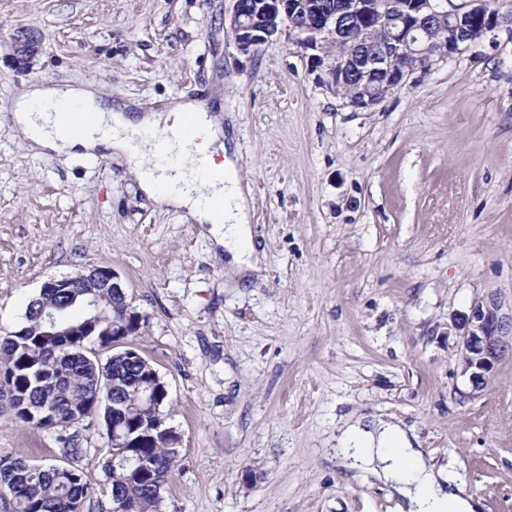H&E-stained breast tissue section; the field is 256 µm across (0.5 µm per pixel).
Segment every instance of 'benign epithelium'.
I'll return each mask as SVG.
<instances>
[{
    "label": "benign epithelium",
    "mask_w": 512,
    "mask_h": 512,
    "mask_svg": "<svg viewBox=\"0 0 512 512\" xmlns=\"http://www.w3.org/2000/svg\"><path fill=\"white\" fill-rule=\"evenodd\" d=\"M492 0H235L231 19L235 43L255 53L287 23H299L297 46L310 58L320 83L343 105L371 110L386 92L404 88L418 71L453 59L500 28ZM448 36L445 52L436 42ZM18 61L27 64L38 51L30 30L14 34ZM45 288H83L88 305L99 309L112 296L126 297L124 285L110 268L84 267ZM458 367L472 389L492 378L501 362L512 358V306L494 294L472 301L454 320Z\"/></svg>",
    "instance_id": "obj_1"
}]
</instances>
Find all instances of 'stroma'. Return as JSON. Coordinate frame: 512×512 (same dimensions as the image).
<instances>
[{"label": "stroma", "instance_id": "obj_1", "mask_svg": "<svg viewBox=\"0 0 512 512\" xmlns=\"http://www.w3.org/2000/svg\"><path fill=\"white\" fill-rule=\"evenodd\" d=\"M233 6L0 0V336L49 279L120 276L179 437L162 512H398L341 464L353 413L394 417L482 512H512V360L473 390L448 331L476 298L512 301V34L355 111L288 34L241 53ZM20 28L41 37L26 69ZM32 84L146 110L211 100L250 188L257 271L227 277L207 225L146 197L125 159L30 150L11 109ZM70 431L97 490L82 512H111L102 412ZM60 448L0 409V455L55 463Z\"/></svg>", "mask_w": 512, "mask_h": 512}]
</instances>
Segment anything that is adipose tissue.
<instances>
[{"mask_svg":"<svg viewBox=\"0 0 512 512\" xmlns=\"http://www.w3.org/2000/svg\"><path fill=\"white\" fill-rule=\"evenodd\" d=\"M64 95L80 100L87 111L98 113L106 134L97 136L83 131L62 136L51 109ZM187 112L194 113L199 132L192 140L176 142L175 147L185 159L208 162L214 179L197 181L192 169L185 165L161 168L154 153L142 151L136 143L142 129L178 126ZM14 120L24 130L30 149L40 154L80 150L128 157L148 198H163L167 205L186 210L199 223L209 225L215 245L228 255L227 273L243 276L255 270L256 248L249 227L250 191L237 177L228 146L218 142V127L207 101L171 102L162 109L136 116L129 113L127 106H109L91 89L31 85L24 87L17 98ZM165 183L181 184L182 189L160 195L159 187ZM208 196L223 199V213L203 205V198ZM337 442L349 468L372 473L384 481L400 497L404 512L480 510L478 501L463 485L449 481L442 470L428 464L421 450L415 448L413 435L396 423L379 416L358 417L344 424Z\"/></svg>","mask_w":512,"mask_h":512,"instance_id":"ef3b65f1","label":"adipose tissue"}]
</instances>
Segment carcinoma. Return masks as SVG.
I'll list each match as a JSON object with an SVG mask.
<instances>
[{
  "label": "carcinoma",
  "mask_w": 512,
  "mask_h": 512,
  "mask_svg": "<svg viewBox=\"0 0 512 512\" xmlns=\"http://www.w3.org/2000/svg\"><path fill=\"white\" fill-rule=\"evenodd\" d=\"M81 298L78 288H42L28 302L24 325L0 336V389L16 393L9 408L25 423H33L30 414L45 408L36 423L46 430L78 424L101 405L109 441L112 407L125 409L126 447L109 450L104 463L110 496L119 512H160L164 488L178 463L172 428L151 425L165 418L167 387L150 363L135 358L133 347L116 351L103 365L90 356L88 344L110 348L126 337L101 335L107 324H93ZM44 310L61 311L66 327L87 335H44ZM145 388L154 396L153 412L132 407ZM0 491L11 496L15 512H77L95 494L75 468L12 456H0Z\"/></svg>",
  "instance_id": "1"
}]
</instances>
